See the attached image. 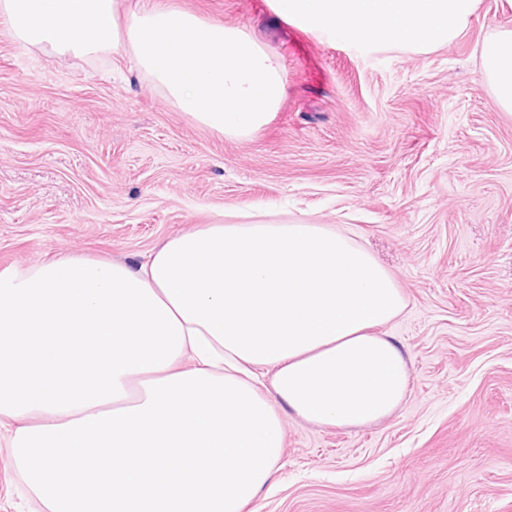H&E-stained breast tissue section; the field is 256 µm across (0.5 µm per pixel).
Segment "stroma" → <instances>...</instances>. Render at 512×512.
I'll list each match as a JSON object with an SVG mask.
<instances>
[{
	"mask_svg": "<svg viewBox=\"0 0 512 512\" xmlns=\"http://www.w3.org/2000/svg\"><path fill=\"white\" fill-rule=\"evenodd\" d=\"M279 57L285 95L246 138L182 112L129 49H24L0 26V271L54 257L143 262L209 224H322L371 252L406 308L384 326L410 382L386 420H288L248 512H512V114L482 44L512 0H478L425 51L357 47L272 0H156ZM0 429V512H45Z\"/></svg>",
	"mask_w": 512,
	"mask_h": 512,
	"instance_id": "obj_1",
	"label": "stroma"
}]
</instances>
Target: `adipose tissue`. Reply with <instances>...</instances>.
<instances>
[{"instance_id": "adipose-tissue-1", "label": "adipose tissue", "mask_w": 512, "mask_h": 512, "mask_svg": "<svg viewBox=\"0 0 512 512\" xmlns=\"http://www.w3.org/2000/svg\"><path fill=\"white\" fill-rule=\"evenodd\" d=\"M363 47L452 41L477 0H274ZM482 75L512 111V30ZM406 307L387 269L321 224H209L145 263L0 272V423L47 512H246L287 418L359 427L410 379L380 334Z\"/></svg>"}]
</instances>
